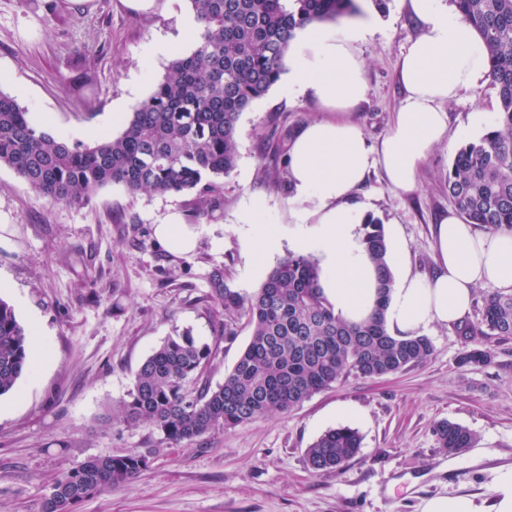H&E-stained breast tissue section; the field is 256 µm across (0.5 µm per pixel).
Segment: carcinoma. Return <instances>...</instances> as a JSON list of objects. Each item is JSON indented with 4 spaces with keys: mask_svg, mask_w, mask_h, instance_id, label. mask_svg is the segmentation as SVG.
<instances>
[{
    "mask_svg": "<svg viewBox=\"0 0 512 512\" xmlns=\"http://www.w3.org/2000/svg\"><path fill=\"white\" fill-rule=\"evenodd\" d=\"M479 33L496 89L492 127L459 146L448 170V196L469 224L512 235V0H453ZM199 29L194 48L169 63L152 93L123 120V130L93 146L70 145L33 125L15 98L0 91V166L12 169L50 203L87 204L100 189L121 184L130 193L191 195V217L224 204L221 182L237 164L241 115L284 73L297 31L313 22L337 21L359 12L356 0H190ZM362 244L377 273V306L360 323L336 317L324 296L321 269L312 258L290 253L255 292L244 293L216 268L211 299L224 311V340L232 323L247 320L251 337L216 388L200 382L215 348L186 332L169 336L140 365L119 418L145 424L160 435L145 453L91 458L54 482L51 494L65 506L129 481L161 446L192 444L216 429L231 430L274 413H289L313 394L351 374L379 377L425 360V336L391 335L384 313L393 275L383 224H363ZM468 348L463 366L489 361L469 347L480 337L512 338V292L483 297L479 319L456 327ZM29 334L13 308L0 300V396L27 369ZM198 386L190 389L189 382ZM437 447L461 455L476 442L467 427L434 425ZM362 438L349 426L322 433L306 450L309 470L345 466Z\"/></svg>",
    "mask_w": 512,
    "mask_h": 512,
    "instance_id": "obj_1",
    "label": "carcinoma"
}]
</instances>
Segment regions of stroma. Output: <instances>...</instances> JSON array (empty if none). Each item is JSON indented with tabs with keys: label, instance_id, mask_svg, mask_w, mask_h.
<instances>
[{
	"label": "stroma",
	"instance_id": "35a3bbf8",
	"mask_svg": "<svg viewBox=\"0 0 512 512\" xmlns=\"http://www.w3.org/2000/svg\"><path fill=\"white\" fill-rule=\"evenodd\" d=\"M358 2L379 22L361 46L368 92L350 117L375 145L392 129L402 96L396 64L420 26L400 0L381 10L374 0ZM64 4L69 19L58 24L25 0H0V91L50 132L104 126L116 135L121 125L113 112L131 114L170 62L150 55L149 45L166 38L180 42L181 52L192 50L180 24L190 4L181 0L153 16L131 13L120 0ZM84 65L96 79L76 94L71 86ZM478 109L497 112L492 85L446 104L451 142L432 151L414 191L393 188L375 168L355 192L354 202L398 229L393 272L432 274L436 224L456 209L448 170L456 147L484 132L471 121ZM321 116L310 99L289 95L283 81L242 114L224 207L193 224L198 246L185 256L159 245L153 227L170 212H188L189 196L133 195L114 184L82 207L49 204L0 167L7 237L0 276L10 283L0 299L27 330H40L50 353L14 392L0 396V512H41L63 472L92 457L157 446L155 430L119 422L118 410L141 363L166 337L188 332L216 344L203 379L223 384L251 329L238 322L236 340L222 342L224 314L209 297L208 275L223 268L235 287L251 293L293 252L306 227L288 221L295 205L288 143ZM254 196L266 199L258 214L249 209ZM267 232L278 237V250L255 251ZM422 334L433 346L423 362L393 375L349 376L291 413L212 431L199 445L169 447L132 480L85 499L75 512H421L428 499L457 496L489 507L497 471L512 468V338L484 340L489 363L463 366L465 346L455 329L434 324ZM340 406L357 412L350 425L362 447L341 469L311 473L305 450L337 427ZM441 420L473 431L475 446L458 456L444 453L432 432Z\"/></svg>",
	"mask_w": 512,
	"mask_h": 512
}]
</instances>
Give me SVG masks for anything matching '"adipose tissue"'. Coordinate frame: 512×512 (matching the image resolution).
I'll return each instance as SVG.
<instances>
[{"instance_id": "1", "label": "adipose tissue", "mask_w": 512, "mask_h": 512, "mask_svg": "<svg viewBox=\"0 0 512 512\" xmlns=\"http://www.w3.org/2000/svg\"><path fill=\"white\" fill-rule=\"evenodd\" d=\"M420 33L398 62L402 97L393 130L369 145L348 118L367 94L360 51L371 19L336 26L312 23L288 48L291 95L313 99L325 118L302 126L288 146V179L297 206L295 224H313L314 234L297 240L300 249L319 250L321 279L337 316L348 322L368 317L375 306V270L355 228L365 223L355 190L374 165L390 184L410 191L432 150L449 140L444 106L488 78L483 42L456 6L441 0H402ZM435 272L428 278H396L385 313L389 332L413 336L431 324L451 326L469 311L477 285L512 291V235L480 231L456 214L436 228Z\"/></svg>"}]
</instances>
